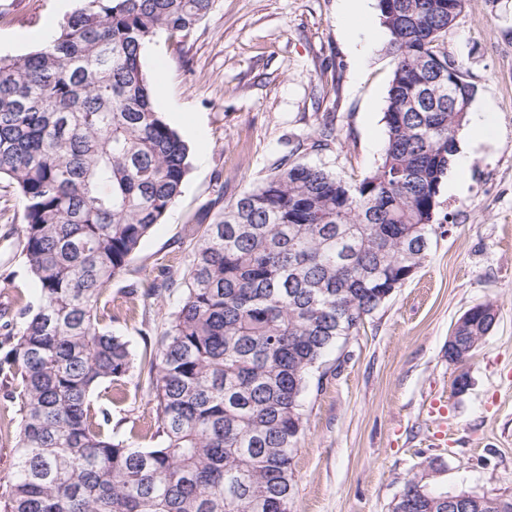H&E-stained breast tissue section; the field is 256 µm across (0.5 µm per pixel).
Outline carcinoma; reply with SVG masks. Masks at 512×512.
<instances>
[{
    "label": "carcinoma",
    "instance_id": "carcinoma-1",
    "mask_svg": "<svg viewBox=\"0 0 512 512\" xmlns=\"http://www.w3.org/2000/svg\"><path fill=\"white\" fill-rule=\"evenodd\" d=\"M469 3L378 0L396 65L385 151L364 177L282 158L198 214L182 296L144 360L157 423L146 447L112 436L94 399L142 373L103 309L189 167L143 53L163 34L189 35L214 0H82L43 45L0 55V176L19 191V257L38 287L37 303L0 326V375L18 381L8 398L19 412L0 512H290L312 373L427 258L477 93L443 48ZM173 283L124 293L145 305ZM492 309L457 321L458 363L488 335ZM442 467L432 459L392 512H512V496L433 493Z\"/></svg>",
    "mask_w": 512,
    "mask_h": 512
}]
</instances>
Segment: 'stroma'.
I'll return each mask as SVG.
<instances>
[{
    "instance_id": "stroma-1",
    "label": "stroma",
    "mask_w": 512,
    "mask_h": 512,
    "mask_svg": "<svg viewBox=\"0 0 512 512\" xmlns=\"http://www.w3.org/2000/svg\"><path fill=\"white\" fill-rule=\"evenodd\" d=\"M78 0H0V55L22 57L55 32ZM342 0H215L182 47L157 38L143 56L154 106L189 145L183 193L111 286L113 314L137 356L153 348L164 316L128 315L124 287L182 276L200 209L231 201L281 157L358 179L383 155L395 58L378 8L377 37L356 58ZM477 97L494 106L491 137L475 150L460 193L441 192L428 256L359 330L339 340L311 377L294 457L291 512H391L427 458H440V491L512 495V0H471L445 38ZM328 146L313 143L322 123ZM19 193L0 179V311L36 302L17 240ZM490 302L493 330L465 365L448 359L452 325ZM467 373L464 390L454 385ZM0 378V480L15 463V405ZM155 423L144 389L127 385L112 432Z\"/></svg>"
}]
</instances>
